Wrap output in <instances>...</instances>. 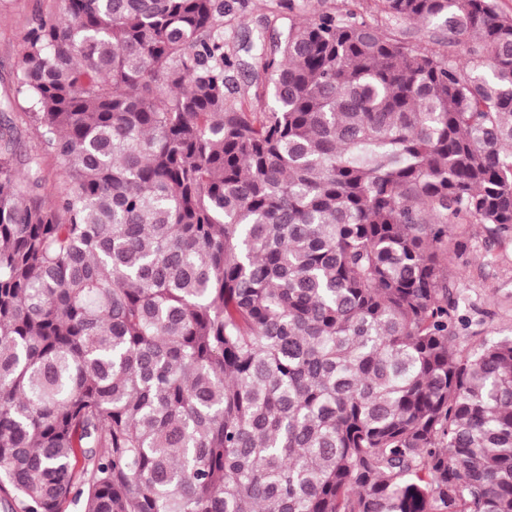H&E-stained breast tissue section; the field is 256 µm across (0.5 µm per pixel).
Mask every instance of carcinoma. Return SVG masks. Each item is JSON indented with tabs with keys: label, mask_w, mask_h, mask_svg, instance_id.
Segmentation results:
<instances>
[{
	"label": "carcinoma",
	"mask_w": 512,
	"mask_h": 512,
	"mask_svg": "<svg viewBox=\"0 0 512 512\" xmlns=\"http://www.w3.org/2000/svg\"><path fill=\"white\" fill-rule=\"evenodd\" d=\"M329 7L238 97L224 0H64L0 100V492L19 512H512V339L460 346L453 225L512 235V14ZM63 174L45 201L15 100ZM349 4L368 22L379 24L383 28H390L394 31L403 30L407 32V36L413 45L439 48L436 43L444 37L443 33L432 25L409 24L389 19L385 13L380 11L378 3L374 0H356L349 2ZM31 112L29 108V104L19 99L14 104L12 110L10 111V115L14 119L15 123L23 130V138H22V146L26 150H30L34 147L35 143H37L36 136L34 130L30 127L27 113Z\"/></svg>",
	"instance_id": "carcinoma-1"
}]
</instances>
